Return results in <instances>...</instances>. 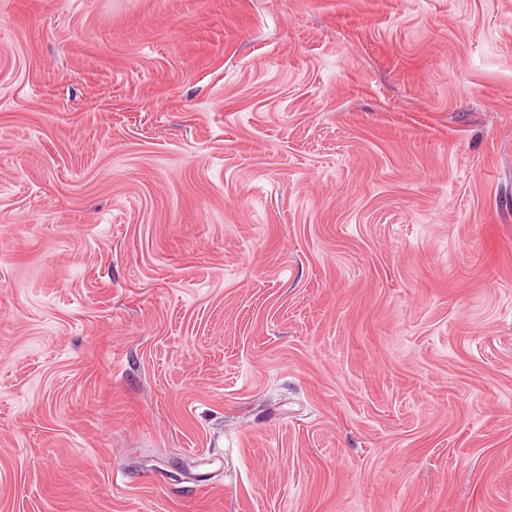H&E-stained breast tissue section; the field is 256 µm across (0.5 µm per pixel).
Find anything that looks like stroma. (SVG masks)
Masks as SVG:
<instances>
[{"instance_id": "1", "label": "stroma", "mask_w": 512, "mask_h": 512, "mask_svg": "<svg viewBox=\"0 0 512 512\" xmlns=\"http://www.w3.org/2000/svg\"><path fill=\"white\" fill-rule=\"evenodd\" d=\"M0 512H512V0H0Z\"/></svg>"}]
</instances>
